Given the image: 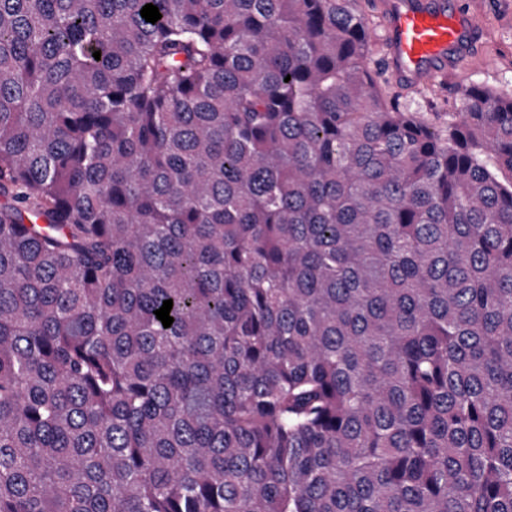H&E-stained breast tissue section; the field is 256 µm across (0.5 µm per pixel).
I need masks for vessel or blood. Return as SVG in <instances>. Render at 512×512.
I'll return each mask as SVG.
<instances>
[{
	"label": "vessel or blood",
	"instance_id": "1",
	"mask_svg": "<svg viewBox=\"0 0 512 512\" xmlns=\"http://www.w3.org/2000/svg\"><path fill=\"white\" fill-rule=\"evenodd\" d=\"M482 11V0H468L462 13L430 0H388L387 44L394 76L414 84L453 67L477 46L473 19Z\"/></svg>",
	"mask_w": 512,
	"mask_h": 512
}]
</instances>
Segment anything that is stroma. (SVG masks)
Instances as JSON below:
<instances>
[{
  "label": "stroma",
  "mask_w": 512,
  "mask_h": 512,
  "mask_svg": "<svg viewBox=\"0 0 512 512\" xmlns=\"http://www.w3.org/2000/svg\"><path fill=\"white\" fill-rule=\"evenodd\" d=\"M382 2L356 0L354 7L368 22L369 65L378 73L385 94L395 98L402 111L414 113L442 131L447 129L465 86L479 84L503 95L512 94V0H485V12L474 20L481 38L479 48L460 58L452 71L408 87L400 85L389 71Z\"/></svg>",
  "instance_id": "1"
}]
</instances>
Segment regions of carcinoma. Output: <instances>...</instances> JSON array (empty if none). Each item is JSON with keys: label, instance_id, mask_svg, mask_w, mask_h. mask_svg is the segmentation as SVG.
<instances>
[{"label": "carcinoma", "instance_id": "obj_1", "mask_svg": "<svg viewBox=\"0 0 512 512\" xmlns=\"http://www.w3.org/2000/svg\"><path fill=\"white\" fill-rule=\"evenodd\" d=\"M351 2L0 0V512H512V96Z\"/></svg>", "mask_w": 512, "mask_h": 512}]
</instances>
